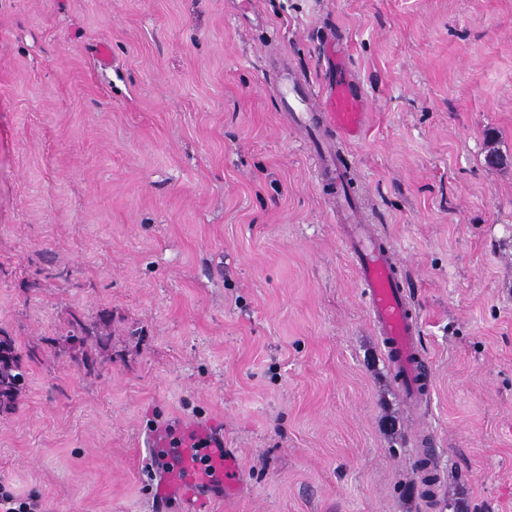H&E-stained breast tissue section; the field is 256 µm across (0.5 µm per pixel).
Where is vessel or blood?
Wrapping results in <instances>:
<instances>
[{
  "instance_id": "vessel-or-blood-1",
  "label": "vessel or blood",
  "mask_w": 512,
  "mask_h": 512,
  "mask_svg": "<svg viewBox=\"0 0 512 512\" xmlns=\"http://www.w3.org/2000/svg\"><path fill=\"white\" fill-rule=\"evenodd\" d=\"M347 57V43H335L326 61L328 80L318 90L303 85L289 67H281L273 91L297 121L309 127L312 136L324 140L320 171L336 188V211L358 280L366 290L369 317L392 358L405 398L416 405L428 390V382L422 377L424 356L417 343L419 321L400 287L392 252L371 235L356 196L347 193L350 177L336 155L337 141L352 143L362 137L368 110V102L346 65ZM208 454L213 475L199 473L183 479L175 471L159 472L155 487L158 496L170 499L190 493L193 485L212 477L219 482L224 498L234 499L240 486L237 457L214 445Z\"/></svg>"
}]
</instances>
